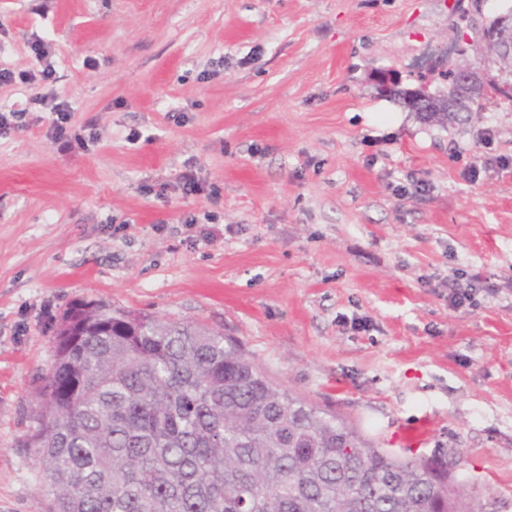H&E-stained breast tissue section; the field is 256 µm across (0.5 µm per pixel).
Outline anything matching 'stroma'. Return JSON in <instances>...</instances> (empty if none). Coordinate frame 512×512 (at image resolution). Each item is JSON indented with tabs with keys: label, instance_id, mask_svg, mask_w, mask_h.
I'll use <instances>...</instances> for the list:
<instances>
[{
	"label": "stroma",
	"instance_id": "1",
	"mask_svg": "<svg viewBox=\"0 0 512 512\" xmlns=\"http://www.w3.org/2000/svg\"><path fill=\"white\" fill-rule=\"evenodd\" d=\"M494 8L0 0V68L46 37L56 70L0 106L54 92L98 133L60 151L34 109L0 137V512L50 510L27 439L56 325L92 300L223 332L379 447L447 461L470 512H512V103L441 121L389 93L445 91ZM475 273L495 292L451 304Z\"/></svg>",
	"mask_w": 512,
	"mask_h": 512
}]
</instances>
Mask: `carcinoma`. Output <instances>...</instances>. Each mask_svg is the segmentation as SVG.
I'll list each match as a JSON object with an SVG mask.
<instances>
[{"label":"carcinoma","instance_id":"1","mask_svg":"<svg viewBox=\"0 0 512 512\" xmlns=\"http://www.w3.org/2000/svg\"><path fill=\"white\" fill-rule=\"evenodd\" d=\"M438 97L398 92L412 110ZM30 444L50 512H457L448 468L375 446L223 333L106 302L55 331Z\"/></svg>","mask_w":512,"mask_h":512}]
</instances>
